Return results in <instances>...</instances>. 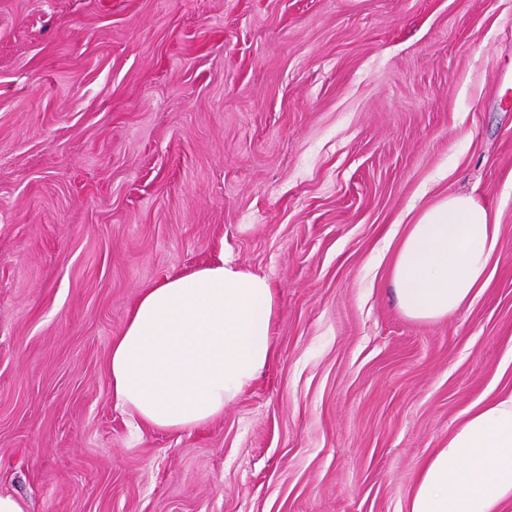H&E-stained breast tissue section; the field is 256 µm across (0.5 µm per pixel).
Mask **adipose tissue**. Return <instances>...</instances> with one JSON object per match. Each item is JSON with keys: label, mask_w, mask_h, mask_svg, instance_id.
<instances>
[{"label": "adipose tissue", "mask_w": 512, "mask_h": 512, "mask_svg": "<svg viewBox=\"0 0 512 512\" xmlns=\"http://www.w3.org/2000/svg\"><path fill=\"white\" fill-rule=\"evenodd\" d=\"M497 218L473 194L421 210L396 248L399 309L438 321L469 305L492 275ZM274 291L229 258L143 290L108 351L117 406L157 431L206 424L250 389L274 356ZM512 501V390L470 410L426 461L409 512H501Z\"/></svg>", "instance_id": "ef3b65f1"}]
</instances>
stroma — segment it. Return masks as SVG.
<instances>
[{
	"instance_id": "obj_1",
	"label": "stroma",
	"mask_w": 512,
	"mask_h": 512,
	"mask_svg": "<svg viewBox=\"0 0 512 512\" xmlns=\"http://www.w3.org/2000/svg\"><path fill=\"white\" fill-rule=\"evenodd\" d=\"M471 193L489 285L398 308L388 232ZM229 254L274 357L155 431L106 361L142 289ZM512 388V0H0V493L29 512H408Z\"/></svg>"
}]
</instances>
